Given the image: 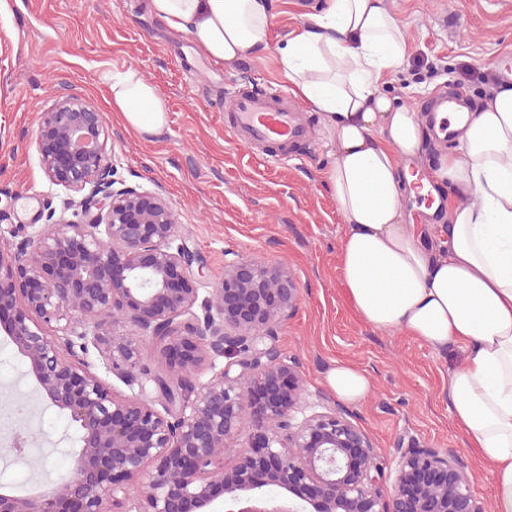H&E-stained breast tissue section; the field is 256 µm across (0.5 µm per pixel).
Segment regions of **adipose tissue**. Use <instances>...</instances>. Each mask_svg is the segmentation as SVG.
Returning <instances> with one entry per match:
<instances>
[{"label": "adipose tissue", "instance_id": "1", "mask_svg": "<svg viewBox=\"0 0 512 512\" xmlns=\"http://www.w3.org/2000/svg\"><path fill=\"white\" fill-rule=\"evenodd\" d=\"M145 8L217 65L268 48L270 0H146ZM405 53L385 0H330L277 60L335 146L322 184L345 222L339 269L348 304L374 329L463 352L448 373L451 418L492 466L494 512H512V83L493 88L480 111L438 113L458 147L417 176L405 164L426 151L425 118L380 91ZM103 82L126 128L147 139L166 126L165 99L137 70ZM417 181L452 187L458 197L434 239L404 221L403 201L415 197ZM325 381L345 403L362 402L372 388L346 364Z\"/></svg>", "mask_w": 512, "mask_h": 512}]
</instances>
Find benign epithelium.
<instances>
[{"mask_svg":"<svg viewBox=\"0 0 512 512\" xmlns=\"http://www.w3.org/2000/svg\"><path fill=\"white\" fill-rule=\"evenodd\" d=\"M108 139L100 109L61 96L41 119L39 165L84 194L82 220L52 211L54 227L0 237V330L76 443L50 490L19 497L1 485L0 512H212L217 486L226 512H485L457 455L400 441L389 464L341 406L306 413L296 362L266 343L299 304L295 278L242 256L199 298V259L175 243L174 211L115 178ZM121 320L137 335H114ZM147 340L166 356L161 371L143 368ZM92 348L139 392L93 371ZM219 358L209 380L186 382ZM246 416L253 433L228 456Z\"/></svg>","mask_w":512,"mask_h":512,"instance_id":"1","label":"benign epithelium"}]
</instances>
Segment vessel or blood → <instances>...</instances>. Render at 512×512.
<instances>
[{"label": "vessel or blood", "mask_w": 512, "mask_h": 512, "mask_svg": "<svg viewBox=\"0 0 512 512\" xmlns=\"http://www.w3.org/2000/svg\"><path fill=\"white\" fill-rule=\"evenodd\" d=\"M228 110L231 131L242 144L271 152L303 146L309 140L299 107L283 96L243 92L232 98Z\"/></svg>", "instance_id": "obj_1"}]
</instances>
